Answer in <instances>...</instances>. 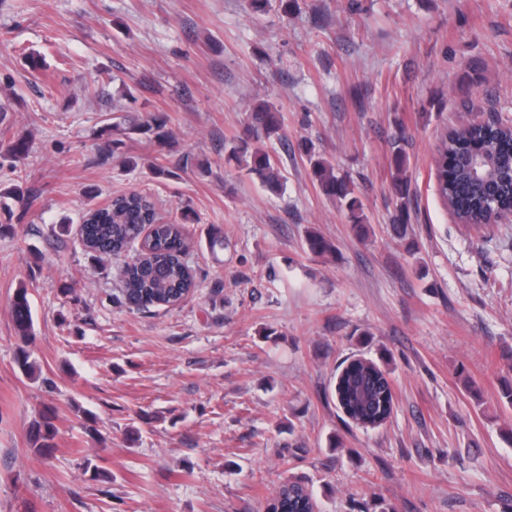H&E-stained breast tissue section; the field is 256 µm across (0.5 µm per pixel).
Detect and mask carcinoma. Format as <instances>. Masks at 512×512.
Returning <instances> with one entry per match:
<instances>
[{"mask_svg":"<svg viewBox=\"0 0 512 512\" xmlns=\"http://www.w3.org/2000/svg\"><path fill=\"white\" fill-rule=\"evenodd\" d=\"M168 119L151 113L132 129L152 135L159 145L172 143ZM280 112L260 100L250 111L249 124L227 153V161L245 169L262 187L273 193L284 189L281 169L264 147L265 140L279 136ZM405 136L392 143V189L396 199L392 228L400 238L408 233L410 191L407 176ZM312 176L326 197L340 202L356 235L367 224L363 204L354 183L334 172L332 165L309 143L302 144ZM438 191L460 222H477L498 211L512 209V124L473 122L453 129L436 149ZM80 235L84 246L101 256L119 255L143 241L122 270L123 303L139 309L173 305L194 288L193 268L185 260L187 244L182 225L158 221L152 199L140 192L117 196L106 207L89 209L82 217ZM307 250L314 256L335 254L334 246L317 231L306 236ZM15 328L24 340L33 336V315L27 288L17 289L11 305ZM349 366L335 386L338 408L353 423L365 428L389 415L393 401L386 365L365 357L347 360ZM56 428L44 413L33 423L29 441L41 455L53 450ZM317 507L312 491L302 481L286 480L267 505V512H312Z\"/></svg>","mask_w":512,"mask_h":512,"instance_id":"obj_1","label":"carcinoma"}]
</instances>
